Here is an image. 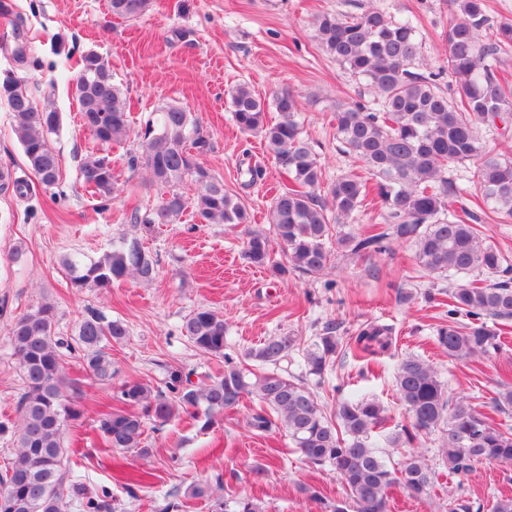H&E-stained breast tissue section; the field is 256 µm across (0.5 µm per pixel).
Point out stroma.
Wrapping results in <instances>:
<instances>
[{"mask_svg": "<svg viewBox=\"0 0 512 512\" xmlns=\"http://www.w3.org/2000/svg\"><path fill=\"white\" fill-rule=\"evenodd\" d=\"M8 3L11 14L0 19V75L13 73L38 108L60 112L61 126L49 139L60 155V187L67 197L54 201L51 190L38 183L13 132L9 106L1 99L0 171L26 180L30 190L21 196L13 186L0 188V421L17 420L23 388L7 339L10 325L48 301L55 306L56 331L63 337L76 336L81 320L92 311L129 327L128 336L110 350L112 381L86 382L87 421L68 428L66 435L79 461L78 479L91 489L111 491L115 512H158L168 501L178 502V512H209L207 501L185 497L184 491L191 483L217 477L224 482L226 501L246 495L262 512H325L328 503L343 495L335 472L302 463L283 430L262 435L248 430L249 399L207 430L184 414L163 427H148L151 453L145 458L104 447L91 421L112 406L116 383L133 378L161 390L172 369L196 384L223 369V360L203 354L180 332L183 320L201 308L223 315L226 344L238 354L271 336H296L299 348L281 367L306 377L325 408H333L339 394L357 392L379 398L393 424H404L394 372L402 357L413 355L435 368L451 397H468L491 421L512 427V406L502 412L493 407L499 393L512 388V333L487 356L448 358L435 343L447 311L448 281L422 272L409 244L369 262L334 254L330 267L315 277H276L243 258L238 226L201 224L189 212L179 223L159 225L149 234L130 222L131 213L153 205L163 189L146 169H130L127 159L140 153L139 134L156 109L178 104L212 139L214 149L203 156L204 166L240 197L252 228L268 230L272 198L285 180L266 142L233 124L230 89L245 82L265 100L278 88L292 90L303 135L318 155L325 182H332L355 166L336 137L333 114L337 104L357 98L364 82L323 52L314 18L374 8L395 20L411 19L422 40L418 69L435 72L445 60V35L453 19L450 0H150L134 19L113 16L108 0ZM174 27L183 29L185 37L167 42ZM21 45L29 63L15 59ZM88 51L108 63L133 121V135L112 151L115 191L108 201L81 185V161L97 144L80 127L67 88L73 58ZM244 161L261 164L264 180L244 186L239 174ZM473 170L469 162L449 168V179L463 191L451 209H468L482 237L512 258V220L483 203ZM134 239L157 262L153 281L128 277L106 290L73 287L65 257L95 260ZM429 286L439 291L438 302L425 301ZM406 291L416 293L414 302H399V293ZM329 319L340 324L345 337L359 324L377 320L393 325L395 339L389 350L367 358L342 349L320 381L307 375L302 352ZM439 446L433 434L420 447L439 475L431 500L419 502L398 492L391 512H448L449 500L457 496L491 512L498 497L512 496V466L484 463L471 476L451 479L444 474ZM141 469L150 477L133 499L123 480Z\"/></svg>", "mask_w": 512, "mask_h": 512, "instance_id": "stroma-1", "label": "stroma"}]
</instances>
